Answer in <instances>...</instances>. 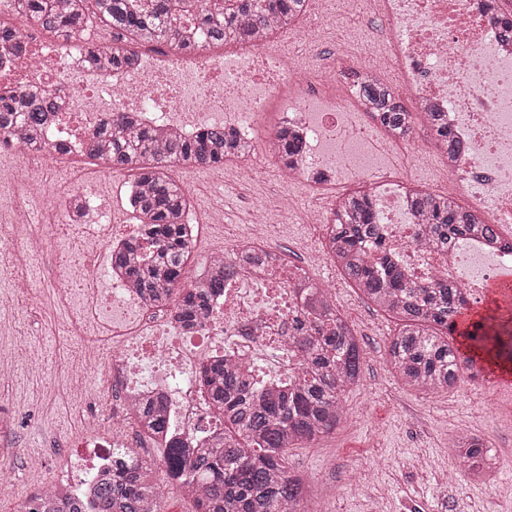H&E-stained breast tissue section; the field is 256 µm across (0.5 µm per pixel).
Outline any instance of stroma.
<instances>
[{"mask_svg":"<svg viewBox=\"0 0 512 512\" xmlns=\"http://www.w3.org/2000/svg\"><path fill=\"white\" fill-rule=\"evenodd\" d=\"M175 177L185 183L199 218L206 215L214 182H223L228 242L246 232L253 207L275 186L265 172L253 185H239L227 164ZM76 249L74 238L60 239L43 256L38 272L43 289L31 298L36 309L20 319L21 335L40 342L48 358L45 378L0 380V411L17 418L14 447L0 451L8 486L0 491V512H19L34 488L48 483L61 466L63 444L95 419L96 399L74 401L57 385L65 370L85 367L78 342L62 333L69 308L49 286ZM332 293L359 339L363 379L344 396L347 420L316 444L287 452L289 470L314 482L322 512H367L372 499L383 512H512V394L496 390L492 375L428 395L403 386L386 361L396 319L344 277H337ZM459 427L491 442L494 459L486 481L460 474L459 461L449 453L448 434ZM31 453L44 461L34 473L25 466ZM451 470L458 472L457 481L442 484L441 473Z\"/></svg>","mask_w":512,"mask_h":512,"instance_id":"stroma-1","label":"stroma"}]
</instances>
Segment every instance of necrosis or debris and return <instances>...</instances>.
Returning a JSON list of instances; mask_svg holds the SVG:
<instances>
[{
  "mask_svg": "<svg viewBox=\"0 0 512 512\" xmlns=\"http://www.w3.org/2000/svg\"><path fill=\"white\" fill-rule=\"evenodd\" d=\"M376 3L383 22L377 36L354 53L335 49L328 65L307 71L271 36L205 59L143 48L138 68L103 72L83 62L95 36L55 41L32 30L26 55H0V94L16 87L54 89L64 102L54 133L74 156L112 113L138 115L163 136L191 137L221 125L235 129L243 141H257L260 117L272 99H280L277 123L297 129L302 148L293 170L275 166L274 177L304 186L307 199L289 205L279 192H270L264 207L253 210V223L266 224L274 213L291 218L300 213L305 223L325 226L333 214L320 194L345 185L351 171H359L374 190V221L409 279L440 274L461 288L467 301L480 302L512 272V250L485 234L465 236L445 250L420 244L419 220L406 205L405 191L426 151L409 135L358 129L352 117L370 105L351 92L347 74L354 66L372 76L383 66L395 68L412 104L447 116L449 129L465 146L445 158L442 175L449 190L464 196L469 210L487 223L512 224V41L504 38L491 0ZM330 86L340 88V97L327 95ZM19 156L7 196L11 222L0 227V255L7 256L13 273L12 291L0 298V308L19 307L32 295L28 271L46 249L43 230L59 227L79 241L77 257L54 282L69 297L67 333L82 337L85 353L98 359L114 401L161 400L173 434L203 444L222 427L199 381L203 364L216 356L249 363L259 391L288 380L296 363L288 345L290 325L306 317L305 288L334 284L323 251L311 248V270L292 280L279 266L277 247L261 235L249 237L265 260L226 280L208 312L187 329L172 308L152 304L125 276L113 274L111 251L135 227L113 223L94 194L97 168L62 169L61 154L42 143ZM74 195L83 202L81 214L58 225L52 199ZM118 449L98 430L70 440L51 488L75 501L80 512H93L82 478L111 473Z\"/></svg>",
  "mask_w": 512,
  "mask_h": 512,
  "instance_id": "necrosis-or-debris-1",
  "label": "necrosis or debris"
}]
</instances>
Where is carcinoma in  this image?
<instances>
[{"label": "carcinoma", "instance_id": "obj_1", "mask_svg": "<svg viewBox=\"0 0 512 512\" xmlns=\"http://www.w3.org/2000/svg\"><path fill=\"white\" fill-rule=\"evenodd\" d=\"M22 17L37 30L75 39L99 22L112 34V47L87 49L88 61L101 69L127 70L138 61V48L163 43L181 55L224 44H247L273 27H292L307 0H243L239 11L224 15V4L197 0V31L177 26L178 0H19ZM24 34L0 22V43L22 49ZM362 100L373 104L371 117L390 133H410L420 120L428 123L444 149L460 146L438 112H412L381 80L364 81ZM51 90L19 91L0 96V130L12 133L16 144L28 146L33 137L17 130L25 118L33 131L44 129L56 111ZM272 150L288 165L301 148L297 134L284 126ZM251 146L224 126H209L194 139L173 136L161 140L146 126L116 117L87 139L86 153L130 172L128 202L137 213L140 230L122 249L112 251V266L156 305L174 307L175 318L192 323L201 317L212 294L224 289L236 263H258L261 255L235 254L222 267H208L188 288H179L186 261L194 249L185 222L190 198L169 168H211L245 155ZM407 201L422 218L426 244L447 248L465 233L495 231L478 215L466 212L455 199L412 189ZM378 239L373 223L371 191L366 188L336 200L335 219L328 228L329 256L345 278L365 297L399 321L390 339L387 361L401 382L424 394L449 391L463 373L479 374L481 354L512 361V321L489 315L468 322L469 307L460 289L441 278L410 283L382 255L383 270L361 253L368 240ZM466 341L461 349L449 341L453 333ZM300 348V372L291 387L258 393L250 378L230 361L217 359L200 371L215 408L224 417V439L215 447L186 444L167 430L162 403L149 400L129 409L138 438L164 449L168 474L181 482L195 512H318L312 507L315 488L304 475L286 465L287 449L314 445L331 433L343 417V396L359 384L362 357L359 340L349 323L322 298L313 301L307 321L291 336ZM448 447L460 457L469 477L486 479L490 446L482 437L458 432ZM97 512H161V484L153 462L137 448L112 457V475L89 485Z\"/></svg>", "mask_w": 512, "mask_h": 512}]
</instances>
